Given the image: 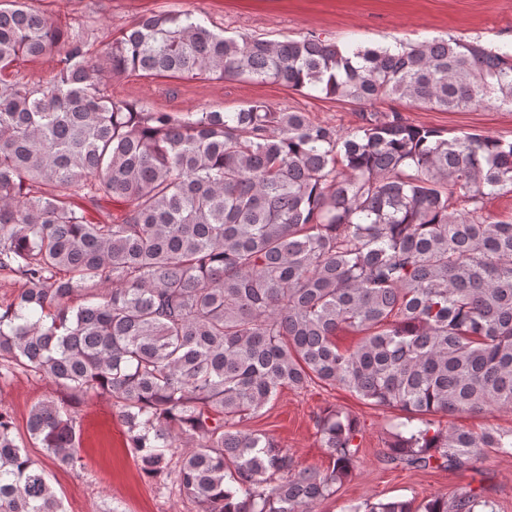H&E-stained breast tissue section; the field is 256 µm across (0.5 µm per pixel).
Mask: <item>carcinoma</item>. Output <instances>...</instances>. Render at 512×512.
Wrapping results in <instances>:
<instances>
[{
  "mask_svg": "<svg viewBox=\"0 0 512 512\" xmlns=\"http://www.w3.org/2000/svg\"><path fill=\"white\" fill-rule=\"evenodd\" d=\"M85 46L30 0H0V271L23 282L0 313V379L22 368L70 394L31 407L33 446L76 466L73 400L105 395L142 477L173 480L199 512H309L357 469V420L318 416L325 469L244 426L282 387L319 382L408 414L385 453L395 468L512 457V430L427 419L512 408V220L486 212L512 194V141L446 138L396 110L344 133L263 101L155 112L106 80L243 77L366 106L512 109L511 52L227 37L185 11L134 20L98 57ZM53 49L47 85L9 77ZM77 199L122 208L99 224ZM342 329L356 346L336 344ZM14 430L0 407V512H65ZM491 509L471 488L345 512Z\"/></svg>",
  "mask_w": 512,
  "mask_h": 512,
  "instance_id": "carcinoma-1",
  "label": "carcinoma"
}]
</instances>
